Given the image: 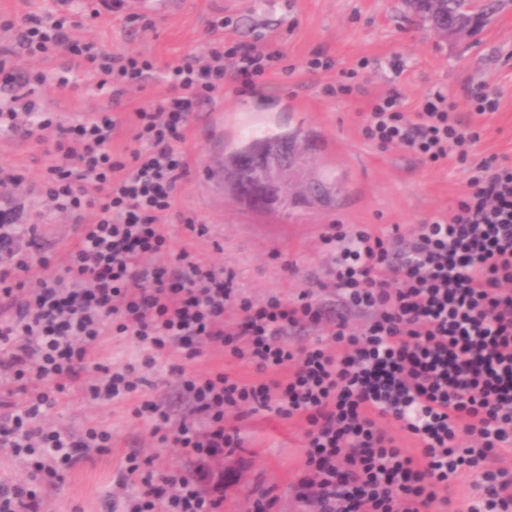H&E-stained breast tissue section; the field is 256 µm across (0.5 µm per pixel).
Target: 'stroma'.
Segmentation results:
<instances>
[{
  "label": "stroma",
  "instance_id": "1",
  "mask_svg": "<svg viewBox=\"0 0 512 512\" xmlns=\"http://www.w3.org/2000/svg\"><path fill=\"white\" fill-rule=\"evenodd\" d=\"M178 12L157 14L150 30L102 16L87 22L86 35L98 46L152 56L165 65L204 51L211 38L210 22L225 20L224 35L242 42H272L282 51L288 73L270 78L251 95L224 83V97L201 107L184 144L191 158L188 176L180 184L175 213L168 219L174 244L235 275V286L254 299L272 293L292 296L308 282L324 279L331 264L319 237L328 224H368L385 230L409 226L435 213H448L465 188L468 175L455 164L431 167L407 151L380 149L364 138L362 124L369 98L397 90L407 111H416L433 90L447 92L458 104L463 121L472 118L466 98L469 87L486 84L499 97L494 114L481 118L478 151L484 157L512 158V0L467 42L437 37L420 25L404 0H181ZM330 59L333 70L309 73L304 62L313 54ZM18 65L28 75L46 74L36 86L41 107L65 123L108 109L125 115L157 98L164 86L152 77L145 90L127 93L113 102L98 90L86 67L68 55L49 61L23 56ZM352 72L358 91L332 96L326 91L339 70ZM69 71L74 88L61 90L51 77ZM298 130L310 147L304 173L332 184L336 201L328 208L295 207L288 214L253 210L232 195L215 189L211 170L225 144L254 129ZM47 162L41 146L19 135H0V164L16 166L30 190L20 200L25 216L39 219L46 255H62L76 240L75 216L51 209L38 190ZM194 217L208 232L185 235L181 216ZM184 352L171 348L164 365L142 368V354L128 337H113L99 361L132 365L143 377L144 392L167 395L175 413L186 412L170 366L183 364ZM136 400L97 404L72 385L49 416L74 434L104 425L112 431L109 453L61 471L42 481L47 512H108L112 495L136 496L141 485L128 482L118 489L129 454H137L151 470L166 473L182 465L178 448L159 443L134 414ZM239 430L242 446L216 462L224 474V512H247L257 486L274 487L271 512H314L299 503L294 484L302 466L301 426L274 413L242 409L228 417Z\"/></svg>",
  "mask_w": 512,
  "mask_h": 512
}]
</instances>
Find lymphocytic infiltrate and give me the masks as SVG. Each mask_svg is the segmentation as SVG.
<instances>
[{
    "label": "lymphocytic infiltrate",
    "mask_w": 512,
    "mask_h": 512,
    "mask_svg": "<svg viewBox=\"0 0 512 512\" xmlns=\"http://www.w3.org/2000/svg\"><path fill=\"white\" fill-rule=\"evenodd\" d=\"M82 26L35 13L0 25L13 35V54L84 57L113 99L145 88L157 70L151 58L80 43ZM282 57L270 44L219 41L167 65L164 93L130 112L131 144L121 152L112 146L114 113L54 120L23 94L29 77L11 74L21 92L0 106V134L43 145L41 194L86 222L53 261L19 207L0 209V377L28 395L0 416V446L18 456L41 449L38 471L109 452V430L75 437L40 424L77 382L94 400L139 395L136 416L184 460L140 475L123 512H223V497L202 483L210 463L240 447L224 417L245 407L303 424L297 486L316 512H477L454 484L467 468L480 469L490 508L512 512V471L498 464L512 448V163L478 157L481 129L461 120L447 94L435 91L416 112L397 92L376 97L362 133L432 166L460 165L470 173L466 192L448 215L408 229L327 225L329 279L296 296L254 300L233 273L174 248L162 225L190 170L183 144L193 112L223 96L225 77L239 91L255 89ZM158 253L164 263L146 264ZM326 286L342 304L332 317L319 298ZM351 311L367 314L361 330ZM309 326L319 330L313 341L288 342ZM112 336L133 339L146 368L174 346L189 360L221 349L232 367L203 375L175 367L189 406L177 418L165 396L140 394L133 367L96 362ZM239 365L252 377L238 375Z\"/></svg>",
    "instance_id": "f902f5d3"
}]
</instances>
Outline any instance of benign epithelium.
Instances as JSON below:
<instances>
[{
	"label": "benign epithelium",
	"mask_w": 512,
	"mask_h": 512,
	"mask_svg": "<svg viewBox=\"0 0 512 512\" xmlns=\"http://www.w3.org/2000/svg\"><path fill=\"white\" fill-rule=\"evenodd\" d=\"M433 31L451 40L472 36L469 26L436 25ZM300 152L295 148L274 146L243 160V187L240 201L252 207L273 209L280 207L289 193L286 189L290 173L300 168Z\"/></svg>",
	"instance_id": "7a95c632"
}]
</instances>
